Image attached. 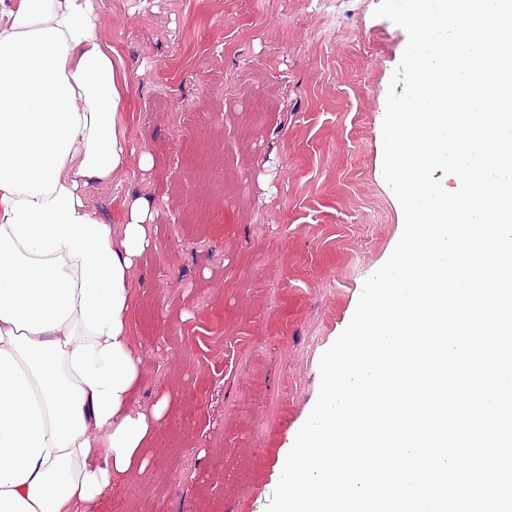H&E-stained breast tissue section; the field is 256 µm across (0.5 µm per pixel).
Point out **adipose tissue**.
I'll return each mask as SVG.
<instances>
[{
  "mask_svg": "<svg viewBox=\"0 0 512 512\" xmlns=\"http://www.w3.org/2000/svg\"><path fill=\"white\" fill-rule=\"evenodd\" d=\"M104 0H0V512L90 507L147 466L170 395L137 405L128 273L151 246L85 189L126 163Z\"/></svg>",
  "mask_w": 512,
  "mask_h": 512,
  "instance_id": "obj_1",
  "label": "adipose tissue"
}]
</instances>
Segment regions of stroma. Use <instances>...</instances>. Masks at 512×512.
<instances>
[{
  "mask_svg": "<svg viewBox=\"0 0 512 512\" xmlns=\"http://www.w3.org/2000/svg\"><path fill=\"white\" fill-rule=\"evenodd\" d=\"M378 2L104 0L135 153L88 203L153 213L130 331L141 405L174 407L144 475L91 512H265L320 358L403 230L382 123L408 35Z\"/></svg>",
  "mask_w": 512,
  "mask_h": 512,
  "instance_id": "1",
  "label": "stroma"
}]
</instances>
